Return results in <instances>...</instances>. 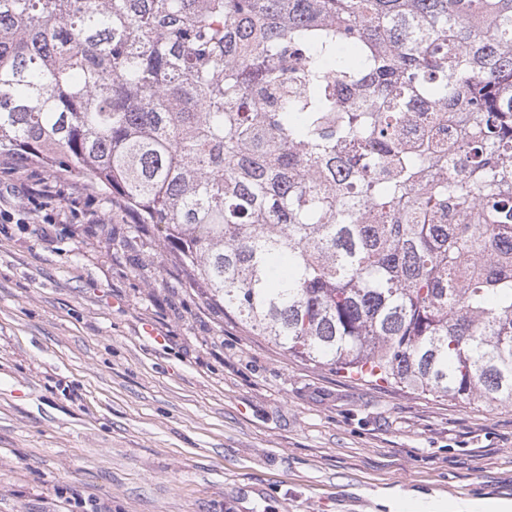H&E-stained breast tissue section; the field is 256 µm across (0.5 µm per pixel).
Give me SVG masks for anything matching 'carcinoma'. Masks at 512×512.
<instances>
[{
  "label": "carcinoma",
  "mask_w": 512,
  "mask_h": 512,
  "mask_svg": "<svg viewBox=\"0 0 512 512\" xmlns=\"http://www.w3.org/2000/svg\"><path fill=\"white\" fill-rule=\"evenodd\" d=\"M1 154L293 358L512 404V0H0Z\"/></svg>",
  "instance_id": "cac0c4a2"
}]
</instances>
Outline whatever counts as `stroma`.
<instances>
[{"instance_id":"1","label":"stroma","mask_w":512,"mask_h":512,"mask_svg":"<svg viewBox=\"0 0 512 512\" xmlns=\"http://www.w3.org/2000/svg\"><path fill=\"white\" fill-rule=\"evenodd\" d=\"M157 336L149 338L145 326ZM512 499V405L248 333L87 179L0 185V512H424Z\"/></svg>"}]
</instances>
